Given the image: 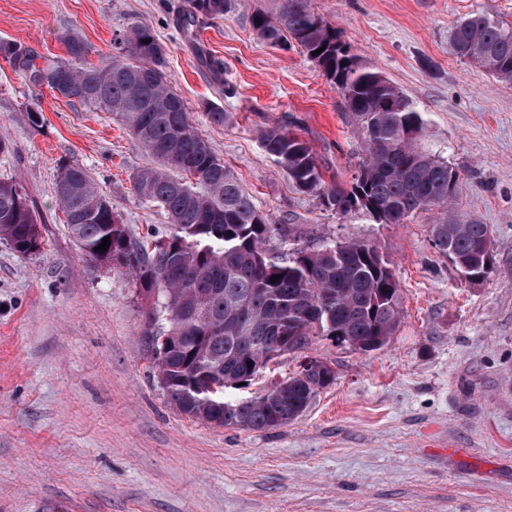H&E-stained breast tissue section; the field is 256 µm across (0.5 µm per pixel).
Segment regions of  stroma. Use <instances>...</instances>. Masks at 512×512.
Segmentation results:
<instances>
[{"label": "stroma", "instance_id": "obj_1", "mask_svg": "<svg viewBox=\"0 0 512 512\" xmlns=\"http://www.w3.org/2000/svg\"><path fill=\"white\" fill-rule=\"evenodd\" d=\"M279 6L231 0L189 37L176 22L189 0H0V42L37 63L66 61L61 37L73 33L90 47L85 65L106 67L116 37L148 25L192 123L272 217L271 245L284 235L299 248L375 246L401 283L399 328L370 352L313 337L305 355L335 380L286 426L224 429L181 415L158 381L147 300L122 270L90 266L53 193L61 163L81 166L145 236L167 222L131 187L152 158L112 115L0 58V135L13 144L0 178L24 187L44 240L28 257L0 240V512H512V85L457 58L448 40L464 17L512 22V0H309L363 65L412 99L428 149L461 170L453 216L492 231L495 269L476 282L432 247L434 213L405 224L336 214L265 154L261 130L289 126L329 186L349 183L362 156L339 92L301 47L254 33L253 12ZM214 107L224 124L211 121ZM302 356L277 358L225 399L263 393Z\"/></svg>", "mask_w": 512, "mask_h": 512}]
</instances>
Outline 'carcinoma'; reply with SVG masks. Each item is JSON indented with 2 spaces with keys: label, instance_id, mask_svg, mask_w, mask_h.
I'll use <instances>...</instances> for the list:
<instances>
[{
  "label": "carcinoma",
  "instance_id": "1",
  "mask_svg": "<svg viewBox=\"0 0 512 512\" xmlns=\"http://www.w3.org/2000/svg\"><path fill=\"white\" fill-rule=\"evenodd\" d=\"M182 19L187 30L197 14L219 17L228 0H191ZM256 36L273 48L294 42L340 93L356 125L364 156L347 185L323 191L324 178L310 145L275 126L262 132L264 151L300 192L321 194L340 215L350 201L385 224L433 210L448 211L461 187L460 171L424 145L421 112L397 86L363 66L341 32L309 8L308 0H281L274 16H251ZM122 55L104 68H77L46 58L38 67L24 48L0 42V57L23 71L39 73L45 85L85 108L116 114L155 159L137 171L133 192L161 207L167 232L150 243L136 239L111 199L87 171L63 164L54 195L74 243L91 263L120 268L152 301L143 312L156 354L158 377L176 410L190 419L224 428L268 431L301 416L315 394L332 384L304 365L266 392L236 401L224 389L248 385L270 354H294L310 337L332 336L359 351H373L394 336L401 322L400 282L364 242L288 247L273 252L267 242L272 217L261 212L190 120L183 99L166 82L164 50L146 25L119 37ZM68 53L82 59L90 47L66 34ZM458 58L502 83L512 84V23L487 15L462 18L449 32ZM325 50L315 55L320 47ZM109 237L107 250L95 247ZM432 246L459 269L489 277L494 259L480 254L491 239L489 225L448 217L430 228ZM0 239L19 255L42 245L37 218L15 181L0 178ZM279 276L276 281L271 277Z\"/></svg>",
  "mask_w": 512,
  "mask_h": 512
}]
</instances>
